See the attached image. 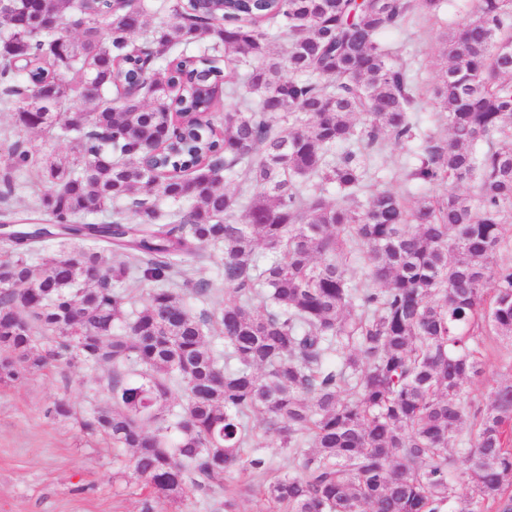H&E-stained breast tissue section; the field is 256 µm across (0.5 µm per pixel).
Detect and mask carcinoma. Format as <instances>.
Wrapping results in <instances>:
<instances>
[{
  "label": "carcinoma",
  "mask_w": 512,
  "mask_h": 512,
  "mask_svg": "<svg viewBox=\"0 0 512 512\" xmlns=\"http://www.w3.org/2000/svg\"><path fill=\"white\" fill-rule=\"evenodd\" d=\"M449 5L170 0L178 22L153 28L147 0H3L5 100L74 156L18 142L0 177L6 199L34 171L50 221L0 231V381L61 359L111 368L110 406L80 426L132 451L141 512L194 492L223 512L243 495L264 512H512V381L484 409L464 396L483 337L512 340V263L496 258L512 243V0H476L446 35L432 95L448 136H425L406 174L435 194L410 206L366 184L386 141L416 138L413 70L382 38ZM130 80L151 102L112 104ZM241 87L254 103L219 120ZM330 186L351 203L328 204ZM120 201L135 221L86 222ZM216 249L224 305L197 311L209 284L191 269ZM134 279L154 284L140 306L117 288ZM269 437L287 470L259 452Z\"/></svg>",
  "instance_id": "1"
}]
</instances>
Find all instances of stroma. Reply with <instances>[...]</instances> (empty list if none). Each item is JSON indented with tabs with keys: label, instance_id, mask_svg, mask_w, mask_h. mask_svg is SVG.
<instances>
[{
	"label": "stroma",
	"instance_id": "1",
	"mask_svg": "<svg viewBox=\"0 0 512 512\" xmlns=\"http://www.w3.org/2000/svg\"><path fill=\"white\" fill-rule=\"evenodd\" d=\"M449 7L437 19L415 17L412 26L386 35V42L413 64L421 88L419 134L446 137L430 89L441 66L450 27L461 24L475 0ZM417 143L388 144L370 167L377 186L409 188L411 201L434 195L432 187H407L405 173ZM483 374L465 395L487 404L493 384L512 380V341L487 338ZM109 367L64 363L0 384V512H140L141 484L132 475L131 453L83 430L80 418L107 407ZM64 399L75 415L56 419L48 409Z\"/></svg>",
	"mask_w": 512,
	"mask_h": 512
}]
</instances>
